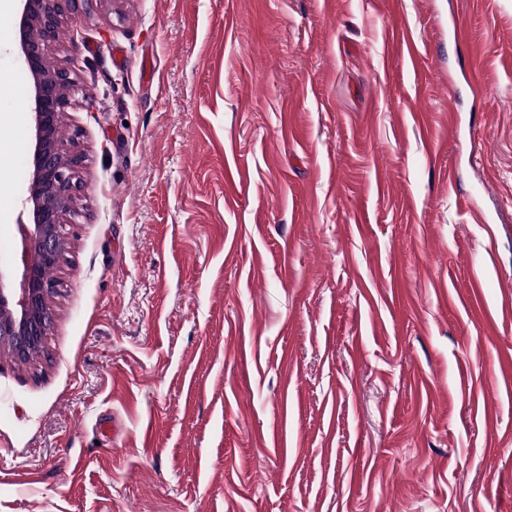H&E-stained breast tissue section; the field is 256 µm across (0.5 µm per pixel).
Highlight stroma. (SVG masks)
Masks as SVG:
<instances>
[{
    "instance_id": "stroma-1",
    "label": "stroma",
    "mask_w": 512,
    "mask_h": 512,
    "mask_svg": "<svg viewBox=\"0 0 512 512\" xmlns=\"http://www.w3.org/2000/svg\"><path fill=\"white\" fill-rule=\"evenodd\" d=\"M71 26L79 215L41 355L0 350V512H512V0H96Z\"/></svg>"
}]
</instances>
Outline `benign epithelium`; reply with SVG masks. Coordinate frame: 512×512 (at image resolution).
I'll list each match as a JSON object with an SVG mask.
<instances>
[{
  "label": "benign epithelium",
  "instance_id": "7a95c632",
  "mask_svg": "<svg viewBox=\"0 0 512 512\" xmlns=\"http://www.w3.org/2000/svg\"><path fill=\"white\" fill-rule=\"evenodd\" d=\"M19 46L32 84L34 150L24 212L30 222L17 225L22 251L17 259L20 277L13 281L0 269V346L20 363L42 346L52 323L49 299L56 281L48 269L58 265L62 224L78 216L75 208L74 169L77 156L69 154L60 138L63 118L71 105L75 80L69 70L54 65L48 47L61 33L64 20L89 8L93 0H23Z\"/></svg>",
  "mask_w": 512,
  "mask_h": 512
}]
</instances>
